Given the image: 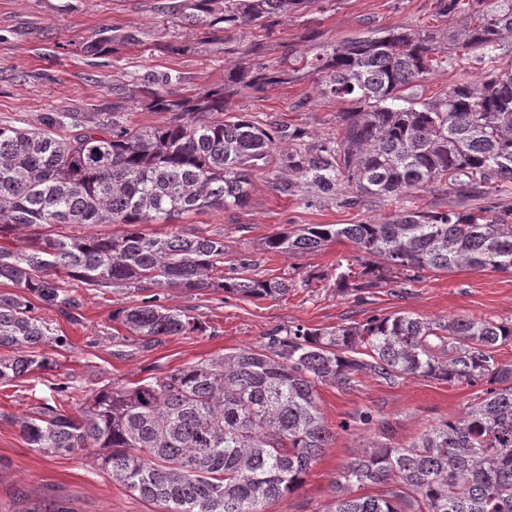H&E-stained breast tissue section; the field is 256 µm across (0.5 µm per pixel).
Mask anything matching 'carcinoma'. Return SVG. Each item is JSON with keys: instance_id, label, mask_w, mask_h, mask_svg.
I'll return each mask as SVG.
<instances>
[{"instance_id": "1", "label": "carcinoma", "mask_w": 512, "mask_h": 512, "mask_svg": "<svg viewBox=\"0 0 512 512\" xmlns=\"http://www.w3.org/2000/svg\"><path fill=\"white\" fill-rule=\"evenodd\" d=\"M318 0H197L195 21L228 32L304 11ZM475 21L448 35L456 50L492 49L512 35V0H467ZM440 36L393 27L327 44L305 60L324 74L321 93L345 103L336 146L287 165L318 172V192L343 187L401 204L383 221L304 224L271 236L270 252L313 253L345 239L403 278L467 268L512 273V206L489 200L512 184V69L448 87L420 102L414 89L433 68L448 64ZM286 68L224 71V88L183 96L170 76L140 89L153 126H130L115 113L81 123L48 112L41 127L0 124V384L56 368L44 349L64 348L65 336L36 306L78 317L79 299L61 275L89 288H179L244 298H277L288 283L224 276V240L140 230L188 212L243 207L255 170L266 166L282 133L244 116L224 120L227 97L263 92L290 77ZM72 123H67L66 119ZM70 126L73 131L59 135ZM469 197L462 211L414 208L418 192L441 184ZM66 224H117L111 236L74 238L46 229ZM42 229L22 247L14 239ZM379 268L360 280L340 274L337 287L365 294L388 285ZM112 320L149 347L167 336L203 332L201 322L152 297L122 307ZM512 341V323L466 318L423 320L377 316L327 328L273 333L260 347L240 349L147 377L107 386L73 414L43 400L17 424L27 445L47 455L79 451L133 496L163 512H264L271 501L301 488L332 432L318 386L352 390L371 376L387 385L426 377L450 384L485 382L484 395L459 417L440 420L405 446L377 443L338 470L331 512H512V364L493 349ZM375 486L376 494H357Z\"/></svg>"}]
</instances>
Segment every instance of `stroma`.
Listing matches in <instances>:
<instances>
[{"instance_id": "obj_1", "label": "stroma", "mask_w": 512, "mask_h": 512, "mask_svg": "<svg viewBox=\"0 0 512 512\" xmlns=\"http://www.w3.org/2000/svg\"><path fill=\"white\" fill-rule=\"evenodd\" d=\"M194 3L0 0V124L34 126L48 112H74L90 120L116 108L128 123L152 126L166 115L149 111L140 98L141 84L149 76L177 78L176 88L183 94L220 88L225 70L239 65L277 66L369 30L407 26L445 35L459 30L467 18L463 9L440 15L436 0H318L308 11L280 16L266 29L245 26L210 35L192 22ZM125 32L138 34V42L118 43L117 35ZM91 42L98 43L99 57L86 55L84 48ZM449 58L448 67L436 69L423 81L421 99L512 67V38L493 50L453 52ZM321 81V74L303 69L265 92L229 98L225 119L243 114L284 134L267 165L255 171L246 207L190 213L143 227L158 236L221 239L225 268L248 260L247 275L288 281V295L257 300L158 288L161 305L197 317L206 330L170 336L145 348L125 340L124 328L112 320L113 310L140 304L141 293L104 291L70 281L80 301L79 321H69L54 310L38 311L70 342L54 352L57 366L51 380L0 386V512H17L23 503L46 508L61 502L71 512H162L113 481L87 453L57 457L27 446L16 420L29 413L36 399L50 397L49 382L68 384L59 402L71 413L101 386H124L255 348L269 334L297 325L330 327L397 312L423 319L512 321V273L435 271L407 287L391 284L362 296L355 289L335 286L340 272H361L368 260L348 241L330 242L315 253L264 250L265 238L303 224H360L394 213L393 203L377 198L349 206L342 192L318 197L308 179L284 166V155L317 152L341 134L343 105L322 94ZM277 181L287 184L288 192L274 189ZM480 392L477 385L422 377L389 386L365 376L350 391L320 386L319 405L333 437L304 486L268 503L265 512H328L343 463L374 442L395 446L414 441L438 420L459 415ZM362 410L372 412L373 425H351V418Z\"/></svg>"}]
</instances>
